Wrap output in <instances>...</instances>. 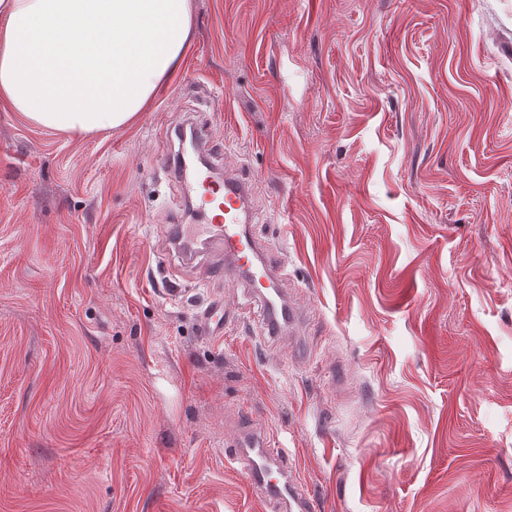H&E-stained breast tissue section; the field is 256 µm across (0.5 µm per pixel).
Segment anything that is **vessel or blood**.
<instances>
[{
  "mask_svg": "<svg viewBox=\"0 0 512 512\" xmlns=\"http://www.w3.org/2000/svg\"><path fill=\"white\" fill-rule=\"evenodd\" d=\"M174 180L183 194L177 205H192L194 221L168 224L169 244L184 255L213 254L217 273L244 277L267 314V333L279 337L295 327L298 311L287 303L281 288L280 265L266 261L267 247L247 230L252 218L251 188L233 174L216 177L211 166L181 160L174 166ZM223 301L212 302L196 316L198 336L218 340L224 335ZM232 460L237 463L257 495L276 512H314L313 500L302 489L297 467L288 449L270 443L263 433L241 432L235 439Z\"/></svg>",
  "mask_w": 512,
  "mask_h": 512,
  "instance_id": "1",
  "label": "vessel or blood"
}]
</instances>
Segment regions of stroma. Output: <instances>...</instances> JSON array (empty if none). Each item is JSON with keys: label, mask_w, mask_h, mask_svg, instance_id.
<instances>
[{"label": "stroma", "mask_w": 512, "mask_h": 512, "mask_svg": "<svg viewBox=\"0 0 512 512\" xmlns=\"http://www.w3.org/2000/svg\"><path fill=\"white\" fill-rule=\"evenodd\" d=\"M192 4L128 128L0 103V512H262L241 425L316 512H512V0ZM186 120L253 187L297 335L166 249ZM224 300L212 302L196 316L198 336L207 340H220L224 335V321L227 319Z\"/></svg>", "instance_id": "obj_1"}]
</instances>
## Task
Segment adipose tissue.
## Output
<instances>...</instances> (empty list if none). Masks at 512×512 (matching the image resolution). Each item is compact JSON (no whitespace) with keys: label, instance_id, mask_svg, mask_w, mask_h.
Segmentation results:
<instances>
[{"label":"adipose tissue","instance_id":"obj_1","mask_svg":"<svg viewBox=\"0 0 512 512\" xmlns=\"http://www.w3.org/2000/svg\"><path fill=\"white\" fill-rule=\"evenodd\" d=\"M191 30V0H0V101L68 135L129 127Z\"/></svg>","mask_w":512,"mask_h":512}]
</instances>
